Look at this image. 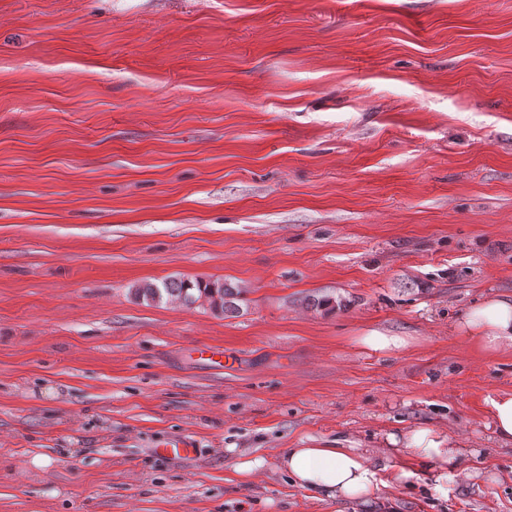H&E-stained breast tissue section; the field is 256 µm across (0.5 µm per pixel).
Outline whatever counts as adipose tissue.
Listing matches in <instances>:
<instances>
[{
	"label": "adipose tissue",
	"instance_id": "adipose-tissue-1",
	"mask_svg": "<svg viewBox=\"0 0 512 512\" xmlns=\"http://www.w3.org/2000/svg\"><path fill=\"white\" fill-rule=\"evenodd\" d=\"M456 329L483 353L512 350V298L484 297L466 311ZM386 441L401 446L406 464L376 466L367 448H286L278 456V468L318 499L359 503L389 485H410L421 469L440 480L464 473L459 449L440 430L418 427L400 437L387 435Z\"/></svg>",
	"mask_w": 512,
	"mask_h": 512
}]
</instances>
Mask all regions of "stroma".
Returning <instances> with one entry per match:
<instances>
[{
  "label": "stroma",
  "mask_w": 512,
  "mask_h": 512,
  "mask_svg": "<svg viewBox=\"0 0 512 512\" xmlns=\"http://www.w3.org/2000/svg\"><path fill=\"white\" fill-rule=\"evenodd\" d=\"M173 278L239 309L131 294ZM492 294L512 0H0V512H512V352L454 327ZM419 425L470 478L351 505L275 467ZM359 343L371 351H390L400 349L405 344V339L400 336H387L382 331L373 329L359 336ZM490 417L487 428L495 440L512 443V392L500 393L488 401ZM155 452L163 457L191 458L197 455L199 448L191 438L182 436L162 443L155 448Z\"/></svg>",
  "instance_id": "stroma-1"
}]
</instances>
